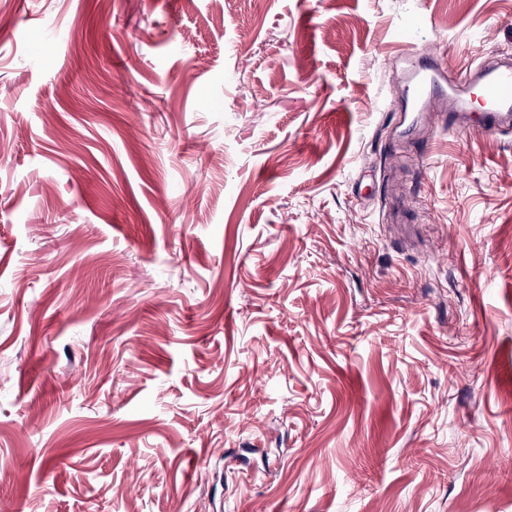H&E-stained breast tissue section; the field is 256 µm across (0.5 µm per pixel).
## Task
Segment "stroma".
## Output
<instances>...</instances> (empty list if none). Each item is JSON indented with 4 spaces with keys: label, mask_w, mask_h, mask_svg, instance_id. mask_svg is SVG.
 Masks as SVG:
<instances>
[{
    "label": "stroma",
    "mask_w": 512,
    "mask_h": 512,
    "mask_svg": "<svg viewBox=\"0 0 512 512\" xmlns=\"http://www.w3.org/2000/svg\"><path fill=\"white\" fill-rule=\"evenodd\" d=\"M512 0H0V512H512V125L401 133Z\"/></svg>",
    "instance_id": "1"
}]
</instances>
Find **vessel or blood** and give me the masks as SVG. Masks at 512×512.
Returning <instances> with one entry per match:
<instances>
[{
	"instance_id": "obj_1",
	"label": "vessel or blood",
	"mask_w": 512,
	"mask_h": 512,
	"mask_svg": "<svg viewBox=\"0 0 512 512\" xmlns=\"http://www.w3.org/2000/svg\"><path fill=\"white\" fill-rule=\"evenodd\" d=\"M471 89L478 91L483 102L477 115L466 98ZM410 97L413 111L447 113L450 130L492 136L512 122V64L489 59L451 83L446 61L425 60L413 78Z\"/></svg>"
}]
</instances>
